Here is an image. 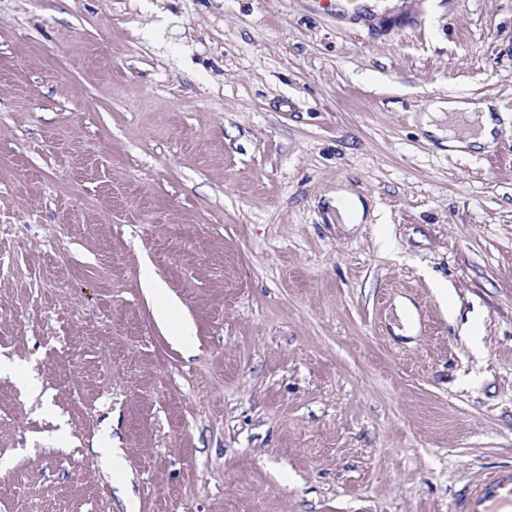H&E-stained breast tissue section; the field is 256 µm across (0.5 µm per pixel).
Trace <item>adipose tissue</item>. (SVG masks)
Wrapping results in <instances>:
<instances>
[{
	"instance_id": "obj_1",
	"label": "adipose tissue",
	"mask_w": 512,
	"mask_h": 512,
	"mask_svg": "<svg viewBox=\"0 0 512 512\" xmlns=\"http://www.w3.org/2000/svg\"><path fill=\"white\" fill-rule=\"evenodd\" d=\"M422 120L429 134L446 140L456 152L491 145L500 129L493 101L455 95L432 101Z\"/></svg>"
}]
</instances>
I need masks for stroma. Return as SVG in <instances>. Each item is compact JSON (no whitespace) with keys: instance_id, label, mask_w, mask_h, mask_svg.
<instances>
[{"instance_id":"obj_1","label":"stroma","mask_w":512,"mask_h":512,"mask_svg":"<svg viewBox=\"0 0 512 512\" xmlns=\"http://www.w3.org/2000/svg\"><path fill=\"white\" fill-rule=\"evenodd\" d=\"M451 93L512 131V0H0V512H449L512 465V139L449 152ZM336 210V219L342 224L355 226L365 222V205L361 198L347 189H339L330 203Z\"/></svg>"}]
</instances>
